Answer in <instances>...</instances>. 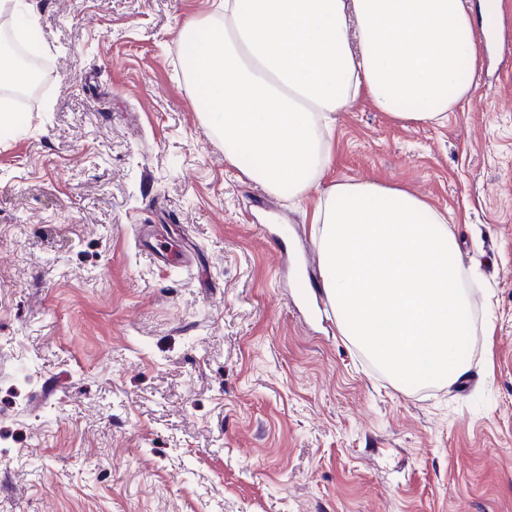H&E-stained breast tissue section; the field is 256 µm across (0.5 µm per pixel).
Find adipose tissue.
I'll return each instance as SVG.
<instances>
[{
    "instance_id": "ef3b65f1",
    "label": "adipose tissue",
    "mask_w": 512,
    "mask_h": 512,
    "mask_svg": "<svg viewBox=\"0 0 512 512\" xmlns=\"http://www.w3.org/2000/svg\"><path fill=\"white\" fill-rule=\"evenodd\" d=\"M201 117L241 176L298 199L343 335L398 382L463 381L472 323L447 215L400 187L321 186L339 112L369 96L395 119L439 125L477 87L463 0H224L179 32Z\"/></svg>"
}]
</instances>
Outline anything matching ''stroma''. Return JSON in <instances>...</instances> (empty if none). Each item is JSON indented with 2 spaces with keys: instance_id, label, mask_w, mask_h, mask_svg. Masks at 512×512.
Here are the masks:
<instances>
[{
  "instance_id": "stroma-1",
  "label": "stroma",
  "mask_w": 512,
  "mask_h": 512,
  "mask_svg": "<svg viewBox=\"0 0 512 512\" xmlns=\"http://www.w3.org/2000/svg\"><path fill=\"white\" fill-rule=\"evenodd\" d=\"M218 0H35L38 91L0 127V512H512V6L438 126L359 98L322 184L451 213L462 382L402 385L310 293L308 194L240 179L178 34ZM185 260L161 267L144 225Z\"/></svg>"
}]
</instances>
